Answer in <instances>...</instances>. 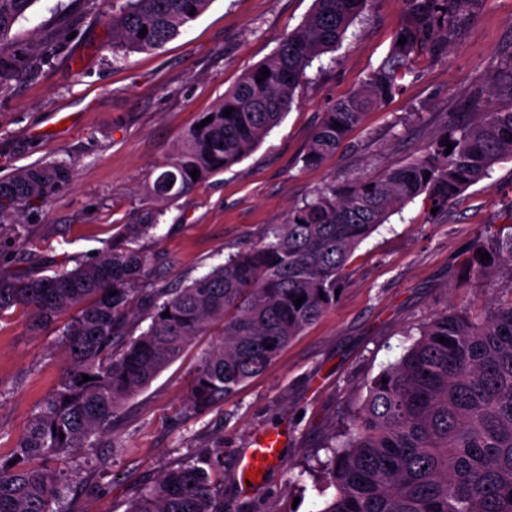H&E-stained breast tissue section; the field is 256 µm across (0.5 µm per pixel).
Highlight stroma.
<instances>
[{"mask_svg":"<svg viewBox=\"0 0 512 512\" xmlns=\"http://www.w3.org/2000/svg\"><path fill=\"white\" fill-rule=\"evenodd\" d=\"M313 0H212L162 49L114 58L105 23L112 0H36L14 32L25 42L53 33L66 40L39 70L0 92V171L41 162L74 168L71 185L24 218L25 234L0 231V276L74 267L117 238L146 207L147 174L246 71L294 30ZM405 0H369L336 61L310 69L292 109L241 163L164 208L142 239L151 276L175 288L260 242L289 211L330 184L344 185L409 162L472 95L501 102L492 81L512 54V0H483L448 46L414 58L392 98L366 115L334 156L316 167L303 156L322 115L353 94L408 23ZM512 220V159L431 212L423 199L394 211L354 253L341 297L258 376L205 410L189 400L194 368L214 342L196 337L183 356L129 401L116 448L82 454L93 491H77L72 512H125L130 497L198 451L220 453L224 512H321L327 497L307 463L351 415L367 384L396 361L421 326L448 307L488 309L502 283L467 270L477 241ZM54 328L34 330L15 312L0 320V456L11 453L36 406L63 378L67 361ZM278 431V461L251 488L237 462L255 435ZM302 476L301 487L288 483Z\"/></svg>","mask_w":512,"mask_h":512,"instance_id":"obj_1","label":"stroma"}]
</instances>
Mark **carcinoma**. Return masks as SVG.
<instances>
[{
	"label": "carcinoma",
	"instance_id": "carcinoma-1",
	"mask_svg": "<svg viewBox=\"0 0 512 512\" xmlns=\"http://www.w3.org/2000/svg\"><path fill=\"white\" fill-rule=\"evenodd\" d=\"M35 2L0 0V91L60 48L52 35L30 44L12 36ZM210 2L124 0L108 19L112 53L162 48ZM314 2L276 50L199 117L211 121L184 134L147 185L154 205L136 212L120 242L51 275L0 277L1 318L23 310L40 329L68 316L58 328V344L69 362L12 453L0 456V512H70V479L50 462L86 448L121 447L114 434L121 409L179 360L194 337L223 324L194 369L190 402L205 409L260 374L336 305L335 291L355 250L395 209L421 195L431 207L446 209L494 164L512 158L511 56L499 68L506 103L472 119L450 117L411 162L342 189L329 185L292 209L272 240L230 256L180 288L156 287L139 242L158 228V204L250 155L292 108L307 70L342 46L367 0ZM406 3L410 22L360 88L323 113L303 157L306 165L318 166L335 154L364 115L391 98L414 56L439 53L479 0ZM400 38L405 44H398ZM265 69L269 76L257 81ZM448 142L454 144L449 153ZM72 179V167L62 162L0 176V231ZM509 218L478 246L489 260L480 261L477 251L466 260L506 279L508 299L484 312L449 308L435 314L402 357L370 381L346 429L325 443L329 455L320 462L321 472L325 488L335 494L319 512H512V211ZM301 296L305 300L297 307ZM165 311L169 316H162ZM146 320L147 328L136 333ZM84 374L90 380L83 381ZM212 469L209 453L168 468L131 498L127 512H224Z\"/></svg>",
	"mask_w": 512,
	"mask_h": 512
}]
</instances>
